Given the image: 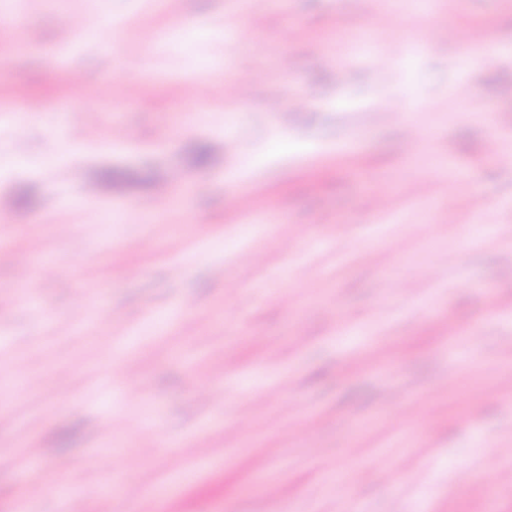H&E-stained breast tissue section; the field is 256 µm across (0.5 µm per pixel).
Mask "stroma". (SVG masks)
Instances as JSON below:
<instances>
[{"label":"stroma","mask_w":512,"mask_h":512,"mask_svg":"<svg viewBox=\"0 0 512 512\" xmlns=\"http://www.w3.org/2000/svg\"><path fill=\"white\" fill-rule=\"evenodd\" d=\"M427 2L0 0V512H512V0ZM488 29L481 26L455 27L448 33L465 53L480 49L488 38Z\"/></svg>","instance_id":"35a3bbf8"}]
</instances>
